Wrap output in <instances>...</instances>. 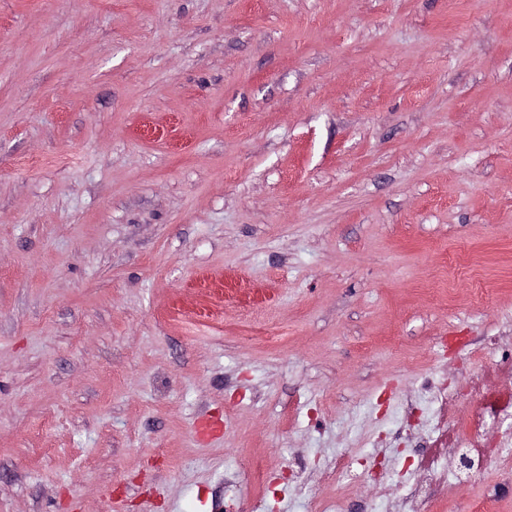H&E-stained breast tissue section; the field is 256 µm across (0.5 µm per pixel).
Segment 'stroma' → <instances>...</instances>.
<instances>
[{
  "mask_svg": "<svg viewBox=\"0 0 512 512\" xmlns=\"http://www.w3.org/2000/svg\"><path fill=\"white\" fill-rule=\"evenodd\" d=\"M509 351L512 0H0V512H512ZM512 420V403L496 397L483 395L480 406L473 415V425L468 429L453 428L448 431V458L446 471L448 480L460 481L482 468L486 455L496 448L501 454L512 455L509 446L510 432L503 429V422ZM491 434V443L484 437Z\"/></svg>",
  "mask_w": 512,
  "mask_h": 512,
  "instance_id": "1",
  "label": "stroma"
}]
</instances>
